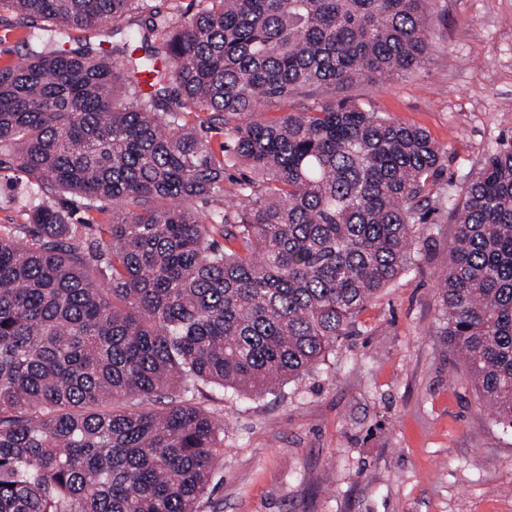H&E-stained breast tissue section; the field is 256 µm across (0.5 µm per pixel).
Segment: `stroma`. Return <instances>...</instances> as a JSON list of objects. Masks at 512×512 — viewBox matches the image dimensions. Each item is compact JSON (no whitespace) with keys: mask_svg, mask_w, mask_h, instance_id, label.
I'll return each instance as SVG.
<instances>
[{"mask_svg":"<svg viewBox=\"0 0 512 512\" xmlns=\"http://www.w3.org/2000/svg\"><path fill=\"white\" fill-rule=\"evenodd\" d=\"M24 18L0 13V67L24 62ZM416 70L343 90L424 129L459 182L512 137V0H440ZM24 173L0 181V224H24ZM410 270L304 378L245 397L207 388L224 425L222 481L206 512H512V426L488 410L440 334L436 277L456 226L431 214Z\"/></svg>","mask_w":512,"mask_h":512,"instance_id":"stroma-1","label":"stroma"}]
</instances>
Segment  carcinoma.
I'll list each match as a JSON object with an SVG mask.
<instances>
[{
  "instance_id": "1",
  "label": "carcinoma",
  "mask_w": 512,
  "mask_h": 512,
  "mask_svg": "<svg viewBox=\"0 0 512 512\" xmlns=\"http://www.w3.org/2000/svg\"><path fill=\"white\" fill-rule=\"evenodd\" d=\"M435 6L0 0L31 19L27 61L0 68V171L112 205L69 224L33 193L29 223L0 225V512H205L224 426L194 394L317 369L409 269L432 210L457 226L440 335L512 426V139L446 194L424 131L338 97L419 67ZM92 28L121 39L65 48ZM199 110L224 126L218 153ZM235 166L251 176L226 199ZM314 102H318L315 96L296 97L291 99L289 102H274L263 106L260 112H257L252 119L254 120H265L273 121L277 120L283 115L288 114L291 109L298 111L299 108L312 106Z\"/></svg>"
}]
</instances>
